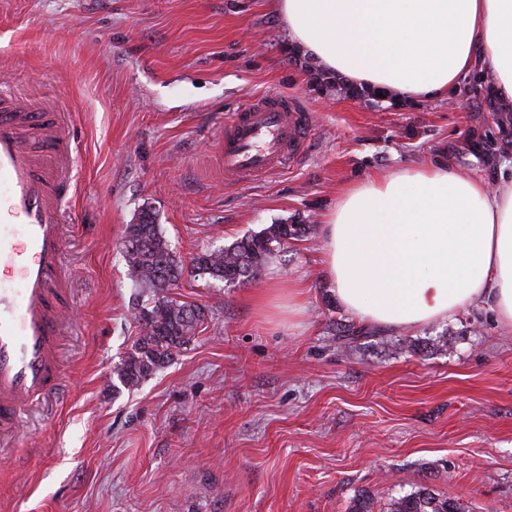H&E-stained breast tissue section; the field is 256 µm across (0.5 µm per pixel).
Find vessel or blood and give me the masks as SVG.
Returning <instances> with one entry per match:
<instances>
[{
    "mask_svg": "<svg viewBox=\"0 0 512 512\" xmlns=\"http://www.w3.org/2000/svg\"><path fill=\"white\" fill-rule=\"evenodd\" d=\"M0 93V437H12L26 402L61 383L59 341L72 320L64 211L73 148L57 105ZM313 114L297 95L257 94L226 113L215 145L224 182L239 185L302 158Z\"/></svg>",
    "mask_w": 512,
    "mask_h": 512,
    "instance_id": "1",
    "label": "vessel or blood"
}]
</instances>
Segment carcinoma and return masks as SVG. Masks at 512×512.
I'll return each instance as SVG.
<instances>
[{
	"mask_svg": "<svg viewBox=\"0 0 512 512\" xmlns=\"http://www.w3.org/2000/svg\"><path fill=\"white\" fill-rule=\"evenodd\" d=\"M314 230L313 224H270L217 251H200L186 263L170 249L152 215L141 212L135 223L126 226L123 252L128 279L152 294V301L141 309L139 336L118 370L121 382L134 386L154 374L186 348L207 320L205 309L167 296L185 273L229 284L253 282L262 275L275 247ZM386 512H465V508L424 486L391 499Z\"/></svg>",
	"mask_w": 512,
	"mask_h": 512,
	"instance_id": "cac0c4a2",
	"label": "carcinoma"
}]
</instances>
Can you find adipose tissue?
Segmentation results:
<instances>
[{"label":"adipose tissue","mask_w":512,"mask_h":512,"mask_svg":"<svg viewBox=\"0 0 512 512\" xmlns=\"http://www.w3.org/2000/svg\"><path fill=\"white\" fill-rule=\"evenodd\" d=\"M292 46L396 101L480 75L512 101V0H270ZM322 266L356 319L405 330L491 307L512 325V171L495 182L418 163L347 185L323 217Z\"/></svg>","instance_id":"1"}]
</instances>
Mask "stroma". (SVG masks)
<instances>
[{
	"mask_svg": "<svg viewBox=\"0 0 512 512\" xmlns=\"http://www.w3.org/2000/svg\"><path fill=\"white\" fill-rule=\"evenodd\" d=\"M75 182L66 205L76 321L56 395L0 445V512H375L420 486L469 512H512V328L485 307L406 331L334 299L322 236L278 247L257 281L186 274L202 307L192 342L139 386L115 374L146 294L126 276L125 227L151 211L182 260L270 224L322 225L374 171L439 160L492 179L512 161V113L485 87L401 103L294 52L268 0H0V87L59 86ZM315 115L309 152L232 186L213 158L226 109L267 91ZM303 288V313L272 320ZM357 334L345 342L344 329Z\"/></svg>",
	"mask_w": 512,
	"mask_h": 512,
	"instance_id": "35a3bbf8",
	"label": "stroma"
}]
</instances>
